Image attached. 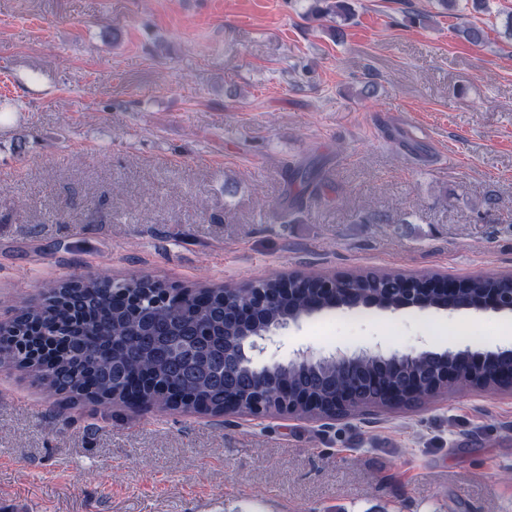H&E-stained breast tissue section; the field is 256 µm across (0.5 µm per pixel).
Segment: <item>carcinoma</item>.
I'll use <instances>...</instances> for the list:
<instances>
[{
  "instance_id": "carcinoma-1",
  "label": "carcinoma",
  "mask_w": 512,
  "mask_h": 512,
  "mask_svg": "<svg viewBox=\"0 0 512 512\" xmlns=\"http://www.w3.org/2000/svg\"><path fill=\"white\" fill-rule=\"evenodd\" d=\"M310 13L331 22L337 40L344 36L341 25L354 18L351 0H314ZM422 280L416 278L411 288L430 306L446 298L474 302L490 288L509 292L507 284L493 277L460 280L449 293L425 292ZM399 281L396 273L351 274L348 303L355 308L380 306L385 289H392L391 298L398 297ZM263 286L267 303L260 307L243 289L222 286L192 288L182 300L160 302L163 284L148 276L123 281L95 276L49 284L41 302L23 306L14 324L18 329L41 324L59 350L45 362H28L19 353L3 357V362L33 374L50 394L73 402L125 405L140 394L147 408H167L162 392L141 385L148 378L190 397L194 410L219 415L226 398L233 396L239 412L252 414L260 400L276 406L279 392L263 377L264 370L240 362V328L233 313L251 310L250 320L260 328L307 314L326 300L318 276L288 285L273 278ZM356 360L350 371L327 361L288 364L274 374L288 383L301 415L318 419L348 414L337 398L345 390L353 393L354 404L369 407L412 404L455 387L512 388V361L495 352L485 353L476 375L467 351H430L407 364L365 355Z\"/></svg>"
}]
</instances>
